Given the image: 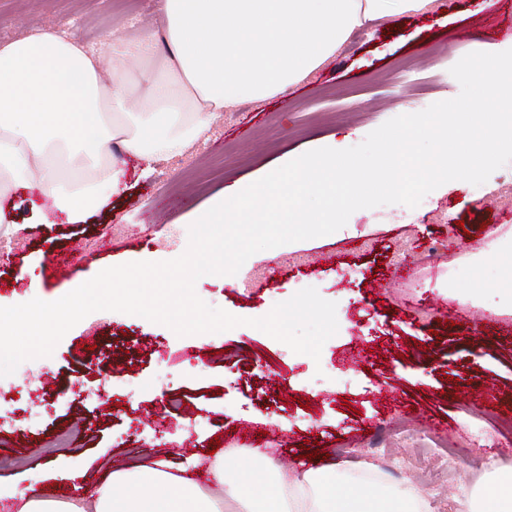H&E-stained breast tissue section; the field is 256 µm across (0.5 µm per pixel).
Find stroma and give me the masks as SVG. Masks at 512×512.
I'll use <instances>...</instances> for the list:
<instances>
[{"label":"stroma","mask_w":512,"mask_h":512,"mask_svg":"<svg viewBox=\"0 0 512 512\" xmlns=\"http://www.w3.org/2000/svg\"><path fill=\"white\" fill-rule=\"evenodd\" d=\"M153 25L151 0H0V41L24 23L76 21L97 42L117 16ZM394 27L348 40L287 94L225 109L207 140L145 175L126 157L127 192L80 224L38 191L0 212V306L55 301L101 270L172 260L189 241L188 213L226 187H246L303 153L361 143L398 116L458 95L451 67L512 44V0H431ZM512 164L482 185L455 180L424 205L355 211L336 232L252 255L233 283L205 275L200 299L244 318L204 336L176 335L141 316L96 311L41 364L0 378V493L34 484L80 496L90 480L151 459L181 466L212 449L235 460L267 449L283 471L346 463L342 492L364 470L411 486L431 512L453 493L492 492L512 471ZM50 223L35 221L34 206ZM66 255L57 276L49 258ZM335 302L338 331L319 359L247 326L299 290ZM55 377L31 403L39 370ZM101 387L99 397L80 389ZM454 459L442 469L439 449Z\"/></svg>","instance_id":"obj_1"}]
</instances>
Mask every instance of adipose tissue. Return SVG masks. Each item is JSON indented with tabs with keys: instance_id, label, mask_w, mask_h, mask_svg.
<instances>
[{
	"instance_id": "obj_1",
	"label": "adipose tissue",
	"mask_w": 512,
	"mask_h": 512,
	"mask_svg": "<svg viewBox=\"0 0 512 512\" xmlns=\"http://www.w3.org/2000/svg\"><path fill=\"white\" fill-rule=\"evenodd\" d=\"M428 0H153L161 21L131 37L106 36L90 50L77 35L32 26L0 42V197L37 189L69 222L83 221L125 172L112 145L152 168L204 137L217 114L244 100L281 96L332 56L355 30ZM166 44L168 78L143 75L134 99L133 61ZM210 487L193 469L161 459L114 470L77 498L51 497L35 485L16 490L0 512H430L419 491L378 496L376 484L343 495L337 469L284 477L253 454L209 464Z\"/></svg>"
}]
</instances>
